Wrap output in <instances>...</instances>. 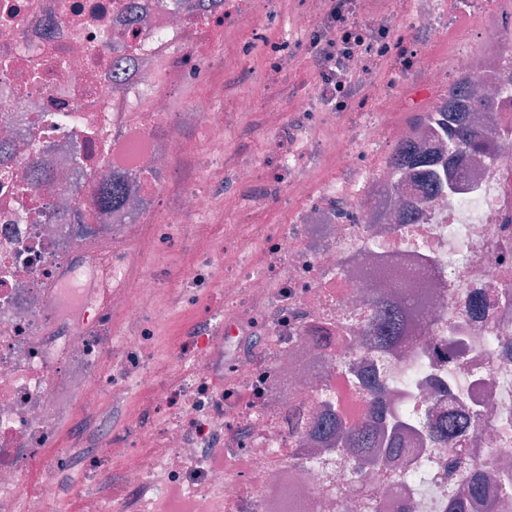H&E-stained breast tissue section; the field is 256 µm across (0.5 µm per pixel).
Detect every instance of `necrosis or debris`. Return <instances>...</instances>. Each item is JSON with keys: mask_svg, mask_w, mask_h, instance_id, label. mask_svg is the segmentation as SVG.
Returning <instances> with one entry per match:
<instances>
[{"mask_svg": "<svg viewBox=\"0 0 512 512\" xmlns=\"http://www.w3.org/2000/svg\"><path fill=\"white\" fill-rule=\"evenodd\" d=\"M140 2L143 27L126 24V0H0V137L12 138L0 156V512H47L64 473L82 512H446L477 474L512 473V98L497 92L512 81V0L493 12L485 0H224L187 27ZM283 15L287 36L268 39L259 20ZM232 28L251 31L243 50L263 53L289 114L266 170L245 159L229 180L260 185L254 207L273 194L305 202L261 256L223 262L228 333L264 346L225 355L199 323L179 383L146 388L150 328L169 311L157 301L164 273L142 270L135 251L208 214L213 193L145 179L149 209L104 212L90 185L192 155L173 102L198 51ZM124 43L134 63L118 69L112 47ZM444 44L448 60L435 63ZM461 84L492 93L490 109L469 115L484 145L409 223L389 160L404 142L440 152V130L414 115L447 111ZM223 93L211 83L203 115L210 164L228 146ZM37 150L59 175L53 187L26 177ZM318 164L334 174L311 191L302 174ZM62 200L88 223H47ZM370 293L415 310L392 351L361 344ZM120 312L140 323L118 337ZM353 354L374 391L343 368ZM243 387L252 403L238 399ZM133 396L144 421L116 436L114 412ZM376 401L410 423L406 463L318 452L306 421L328 407L359 425ZM450 416L466 434L431 438ZM224 447L236 466L215 460ZM113 474L124 498L106 488Z\"/></svg>", "mask_w": 512, "mask_h": 512, "instance_id": "obj_1", "label": "necrosis or debris"}]
</instances>
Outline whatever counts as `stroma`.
I'll return each mask as SVG.
<instances>
[{
    "instance_id": "obj_1",
    "label": "stroma",
    "mask_w": 512,
    "mask_h": 512,
    "mask_svg": "<svg viewBox=\"0 0 512 512\" xmlns=\"http://www.w3.org/2000/svg\"><path fill=\"white\" fill-rule=\"evenodd\" d=\"M248 33H239L236 38L217 41L209 59L201 67L209 78L224 82L221 107L228 113L229 149L225 163L250 157L263 160V148L273 138L275 131L269 121L270 114L280 118L288 116V94L284 88L275 86L267 78L265 58L260 52L241 56L239 47L248 40ZM251 95L256 103L253 112H236L234 103L238 94ZM206 80L188 84L179 100L180 114L178 131L184 138L194 141L197 151H204L200 139L203 112L208 107ZM164 179L173 187L209 184L214 188L215 206L206 217V236L195 232V218H187L183 230L158 252L148 254L145 265H156L167 273L162 288V298L170 309L168 321L157 327L154 334V349L160 361L155 372L156 380L173 383L181 374L180 352L187 342L193 327L209 315L224 308V267L215 265L211 285L199 298H188L186 288L189 276L204 253L221 255L225 250L248 248L260 250L266 236L277 228L287 227L291 214L287 206L272 199L259 210L243 206L242 200L251 195L248 187H233L224 183L223 165L210 171H200L192 160L176 163L164 174Z\"/></svg>"
}]
</instances>
